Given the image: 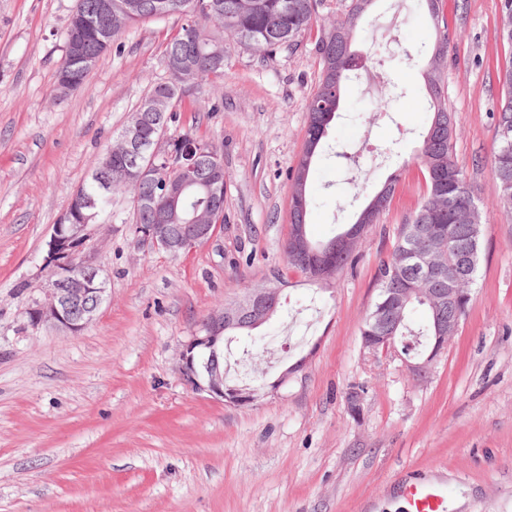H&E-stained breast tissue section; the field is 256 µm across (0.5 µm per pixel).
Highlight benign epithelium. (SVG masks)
<instances>
[{"label": "benign epithelium", "instance_id": "7a95c632", "mask_svg": "<svg viewBox=\"0 0 512 512\" xmlns=\"http://www.w3.org/2000/svg\"><path fill=\"white\" fill-rule=\"evenodd\" d=\"M141 124L125 128L119 145L105 152V159L95 171L112 172V155H136L135 161L125 169L123 177H107L99 183L105 192L112 191L116 184L132 179L146 180L152 176V169L142 159L139 148ZM223 169L213 171V177L206 186L213 206L197 214L191 224H168L166 215L158 214L156 224H136L134 233L138 246L164 250L179 256L193 251L209 242L215 236L218 225L213 223L215 210L223 194ZM192 182L173 178L167 183L168 198L176 205L187 193ZM94 215L85 216L81 222L65 224L58 221L53 225L47 242L45 269L47 279L43 287V297L35 300L27 309V315L35 324L50 323L70 333H79L89 325L103 304L107 288V278L96 258L87 250L88 242L95 234L97 224L91 222ZM367 224H354L339 235L329 247L314 250L304 234V227L297 226L289 235L290 250L304 258L310 271V278L326 281L335 275L333 257L336 251L347 250L365 236ZM426 231L412 233V245L406 251V266L417 279L443 275L446 265L436 256L430 258L421 246ZM474 268L470 246L462 245L457 253L456 274H469ZM281 284L271 280L268 284L255 288L236 303L227 308H219L209 313L179 353L180 370L185 382L198 392H205L213 398L231 404L244 405L253 401L252 392L231 387L226 383L224 371V328L248 323H259L271 316L275 310ZM433 306L438 312L434 345L424 361L408 363L409 373L419 379L426 375L430 364L448 344V340L459 330L454 318L457 307L463 301L461 289L454 287V281L446 288L430 289ZM362 345L372 354L388 353L392 348L390 336H366Z\"/></svg>", "mask_w": 512, "mask_h": 512}]
</instances>
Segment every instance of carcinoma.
Masks as SVG:
<instances>
[{"label": "carcinoma", "mask_w": 512, "mask_h": 512, "mask_svg": "<svg viewBox=\"0 0 512 512\" xmlns=\"http://www.w3.org/2000/svg\"><path fill=\"white\" fill-rule=\"evenodd\" d=\"M134 6L112 27L110 41H116L127 29L153 17L178 15L188 22L166 42L163 63L168 77L152 85L149 93L166 99L160 112L161 123L171 127L179 122V103L189 90L203 82H216L224 78V64L230 53L227 40L251 46L265 54L298 46L302 33L317 24L318 8L322 0H133ZM428 15L438 29L431 48L432 66L426 74V85L431 98L432 116L422 133L418 159L423 167L425 192L414 214L402 224L389 259L382 261L376 271L377 298L366 314L360 336L377 331L373 313L385 301L390 288H416L412 300L397 314L398 327L385 331L394 337L393 348L402 357L415 363L423 360L431 349L435 336V314L427 297L429 282L417 283L405 274L402 251L408 247L409 234L415 224H424L435 233L431 243L435 252L448 254V276L454 275L455 249L470 237V226L462 223L461 214L476 204L474 188L465 171L454 160L455 116L442 96L441 68L448 49V25L442 11L441 0H425ZM99 0H76L66 33V47L57 71V80H68L73 90L86 88L89 68H82L70 53L68 44L80 38L84 54L96 63L108 48L104 47L97 21ZM374 0H352L347 16L328 26L318 28L316 53L322 64L318 83L307 104L308 125L305 145L317 157L323 138L338 112L344 87L356 71V63L372 60L368 54L352 49L354 31L359 18L368 12ZM508 47L509 57L498 71V109L493 113L496 129V147L491 173L498 185L495 208L512 220V34L500 36ZM197 141L206 156H221L212 142L206 141L192 128L167 133L159 145L156 163L162 165L161 177L170 174L184 141ZM310 165L299 163L291 188V223L307 224L312 204L307 182ZM399 182V174L391 173L385 183L389 188L384 204L377 210L361 209L357 224H376L386 211ZM206 202L192 199L188 205L180 204L170 213V223L183 224L195 208ZM423 309L427 320L415 324L411 312Z\"/></svg>", "instance_id": "carcinoma-1"}]
</instances>
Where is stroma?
<instances>
[{"label":"stroma","mask_w":512,"mask_h":512,"mask_svg":"<svg viewBox=\"0 0 512 512\" xmlns=\"http://www.w3.org/2000/svg\"><path fill=\"white\" fill-rule=\"evenodd\" d=\"M74 6L0 0V512H392L399 484L416 472L448 482L463 501L457 512H512V224L494 207L491 174L499 0L444 6L455 160L485 222L468 315L420 380L398 356L364 350L360 328L377 267L425 191L414 156L436 31L421 0H377L361 18L358 44L385 57V74L347 83L311 166L316 241L351 224L401 173L342 274L320 283L286 269L291 180L321 72L315 35L271 56L237 44L223 81L184 97L180 115L221 149L223 224L175 258L137 246L129 194L114 192L112 221L89 244L108 299L77 334L26 315L43 295L45 243L72 191L164 78L163 44L183 20L127 30L86 89L61 96ZM216 98V111H193ZM394 142L398 153L386 156ZM281 270V305L261 343L235 335L226 365L244 383L273 381L295 363L299 371L246 406L194 391L179 369L183 344L208 313Z\"/></svg>","instance_id":"obj_1"}]
</instances>
